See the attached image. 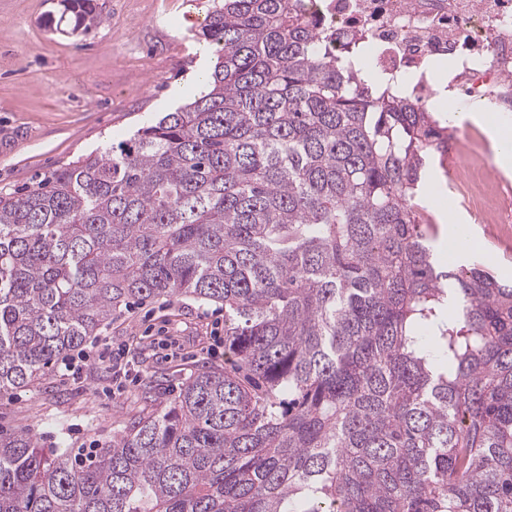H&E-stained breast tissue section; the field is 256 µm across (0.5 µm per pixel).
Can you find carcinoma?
Here are the masks:
<instances>
[{
  "mask_svg": "<svg viewBox=\"0 0 512 512\" xmlns=\"http://www.w3.org/2000/svg\"><path fill=\"white\" fill-rule=\"evenodd\" d=\"M290 2L222 0L197 97L0 196V391L132 303L224 305V369L91 466L0 432V512H512V285L427 245L449 127Z\"/></svg>",
  "mask_w": 512,
  "mask_h": 512,
  "instance_id": "1",
  "label": "carcinoma"
}]
</instances>
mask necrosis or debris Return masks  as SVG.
<instances>
[{
	"label": "necrosis or debris",
	"instance_id": "necrosis-or-debris-1",
	"mask_svg": "<svg viewBox=\"0 0 512 512\" xmlns=\"http://www.w3.org/2000/svg\"><path fill=\"white\" fill-rule=\"evenodd\" d=\"M297 14L364 35L380 68L415 79V100L435 93L424 78L435 59H456L449 92L512 113V0H292Z\"/></svg>",
	"mask_w": 512,
	"mask_h": 512
}]
</instances>
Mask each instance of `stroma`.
<instances>
[{
  "instance_id": "stroma-1",
  "label": "stroma",
  "mask_w": 512,
  "mask_h": 512,
  "mask_svg": "<svg viewBox=\"0 0 512 512\" xmlns=\"http://www.w3.org/2000/svg\"><path fill=\"white\" fill-rule=\"evenodd\" d=\"M88 31L61 20L60 0H0V195L102 151L197 95L215 60L201 30L213 0H97ZM494 275L512 283V223H484L448 168L430 164ZM224 309L187 296L137 304L90 340L76 373L53 365L39 384L0 392V431L28 430L69 453L110 445L201 366L223 367L213 335ZM112 345V362L98 354Z\"/></svg>"
}]
</instances>
